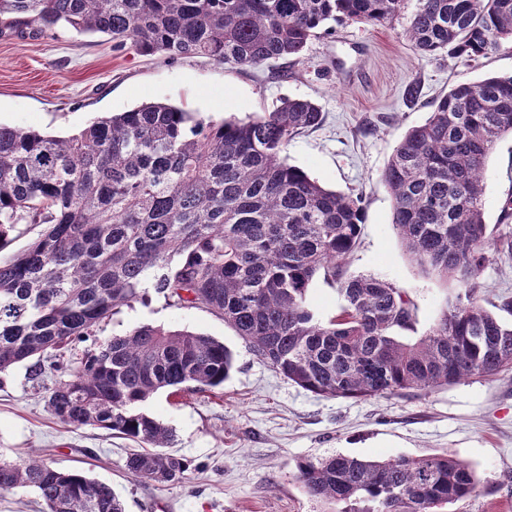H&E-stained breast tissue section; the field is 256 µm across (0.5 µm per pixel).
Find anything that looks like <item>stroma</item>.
I'll list each match as a JSON object with an SVG mask.
<instances>
[{
    "instance_id": "35a3bbf8",
    "label": "stroma",
    "mask_w": 512,
    "mask_h": 512,
    "mask_svg": "<svg viewBox=\"0 0 512 512\" xmlns=\"http://www.w3.org/2000/svg\"><path fill=\"white\" fill-rule=\"evenodd\" d=\"M407 16L389 26L331 23L301 60L236 68L204 57L144 56L113 50L107 37L59 30L49 37L0 36V125L57 137L95 118L149 102H168L204 120L244 119L285 98L315 101L324 120L293 138L285 154L326 188L363 194L365 222L348 275L367 274L405 288L425 333L446 302V289L410 261L392 225V199L381 175L398 142L423 124L434 102L456 83L512 74V43L476 62L421 56L407 39ZM419 84L415 100L406 89ZM512 194V136H502L485 170L484 211L495 233L512 236L500 205ZM202 333L235 357L224 385L177 396L158 392L142 411L172 429L171 452L191 468L180 483L132 478L124 460L131 440L91 427L74 430L49 412L46 387L24 368L0 374V455L38 451L56 467L79 469L110 484L126 512H332L310 497L296 464L336 454L365 459L421 457L450 451L474 469L477 496L450 512H512V377L465 380L429 394L367 400L304 390L259 362L215 315L175 308L151 296L103 324L99 338L141 325Z\"/></svg>"
}]
</instances>
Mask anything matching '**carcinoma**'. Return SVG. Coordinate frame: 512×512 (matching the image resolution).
<instances>
[{
    "mask_svg": "<svg viewBox=\"0 0 512 512\" xmlns=\"http://www.w3.org/2000/svg\"><path fill=\"white\" fill-rule=\"evenodd\" d=\"M414 4L406 35L424 57L477 61L512 42V0H0V35L100 33L112 49L206 56L230 66L299 60L328 23L388 26ZM314 102L288 98L246 121L206 122L156 102L98 117L68 138L0 125V373L26 367L60 423L147 444L125 469L180 483L190 463L163 448L173 432L139 410L150 395L224 384L234 355L188 330L152 325L96 340L124 306L150 294L224 319L253 355L327 397L430 393L512 373V296L487 301L478 276L490 251L512 256L483 211V171L512 135V76L458 82L408 129L382 173L392 224L411 261L454 287L421 336L405 289L346 275L365 220L360 193L323 187L287 163L297 134L318 126ZM321 276L340 313L320 322L308 301ZM296 478L336 512H440L477 495L473 468L450 452L300 461ZM30 487L44 512H125L112 486L38 453L0 455V491Z\"/></svg>",
    "mask_w": 512,
    "mask_h": 512,
    "instance_id": "carcinoma-1",
    "label": "carcinoma"
}]
</instances>
